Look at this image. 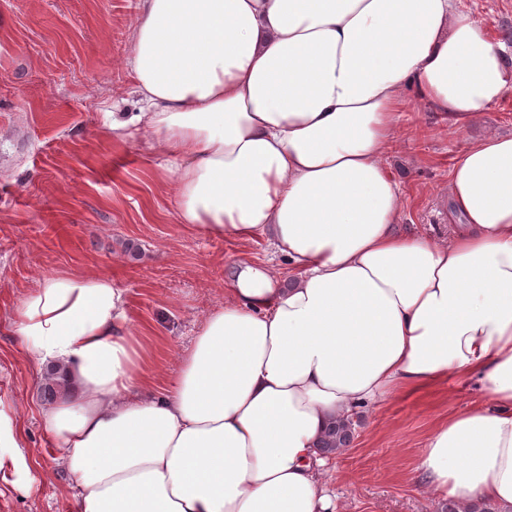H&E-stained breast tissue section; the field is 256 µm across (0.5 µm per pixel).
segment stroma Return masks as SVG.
<instances>
[{
	"mask_svg": "<svg viewBox=\"0 0 512 512\" xmlns=\"http://www.w3.org/2000/svg\"><path fill=\"white\" fill-rule=\"evenodd\" d=\"M512 55V0H462ZM138 0H0V393L25 436L27 468L0 472V512H77L74 477L39 410L46 381L12 322L45 274L111 277L128 290L129 314L149 351L147 386L169 391L197 323L224 301L229 264L271 262L260 236L205 239L179 224L173 184L161 180L145 139L116 144L111 118L143 104L129 74ZM466 128L408 98L388 158L402 191L396 230L447 240L437 205ZM488 394L479 378L452 374L360 411L350 445L334 457L333 512H448L417 475L431 428Z\"/></svg>",
	"mask_w": 512,
	"mask_h": 512,
	"instance_id": "stroma-1",
	"label": "stroma"
}]
</instances>
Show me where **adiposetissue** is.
<instances>
[{"mask_svg": "<svg viewBox=\"0 0 512 512\" xmlns=\"http://www.w3.org/2000/svg\"><path fill=\"white\" fill-rule=\"evenodd\" d=\"M127 61L144 107L112 138L167 160L179 223L263 236L299 272L234 261L163 396L125 288L38 280L14 324L62 387L40 419L79 512H326L327 426L452 373L489 400L440 421L418 469L459 512H512V133L466 138L445 243L396 234L387 164L407 89L464 123L512 91L503 43L455 0H140ZM21 446L0 394V469Z\"/></svg>", "mask_w": 512, "mask_h": 512, "instance_id": "ef3b65f1", "label": "adipose tissue"}]
</instances>
